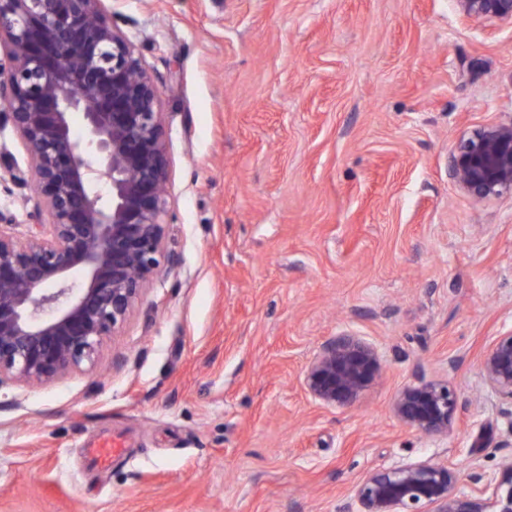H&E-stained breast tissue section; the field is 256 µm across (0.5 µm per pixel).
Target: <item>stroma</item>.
Wrapping results in <instances>:
<instances>
[{"mask_svg": "<svg viewBox=\"0 0 512 512\" xmlns=\"http://www.w3.org/2000/svg\"><path fill=\"white\" fill-rule=\"evenodd\" d=\"M160 89L164 256L93 365L0 390V512H343L372 471L452 462L456 490L512 458L483 358L512 329V197L448 176L467 127L512 120V26L451 0H112ZM0 212L46 223L11 126ZM344 331L382 370L327 407L308 361ZM458 396L447 433L395 416ZM125 452L106 469L85 448ZM457 410V394L446 382L406 386L394 403L396 417L426 435L447 432Z\"/></svg>", "mask_w": 512, "mask_h": 512, "instance_id": "obj_1", "label": "stroma"}]
</instances>
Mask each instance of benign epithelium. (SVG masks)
I'll return each instance as SVG.
<instances>
[{"instance_id":"obj_1","label":"benign epithelium","mask_w":512,"mask_h":512,"mask_svg":"<svg viewBox=\"0 0 512 512\" xmlns=\"http://www.w3.org/2000/svg\"><path fill=\"white\" fill-rule=\"evenodd\" d=\"M476 22L512 26V0H452ZM0 119L21 137L49 218L20 236L0 225V390L63 379L97 356L132 316L164 255L168 161L159 88L103 0H0ZM80 116L81 131L73 117ZM448 174L478 202L512 197V120L463 131ZM381 369L375 347L342 333L304 371L325 406L354 403ZM486 382L512 401V329L483 360ZM458 410L446 382L409 385L394 413L426 435ZM459 469L417 461L358 484L345 512H512V463L457 493Z\"/></svg>"}]
</instances>
